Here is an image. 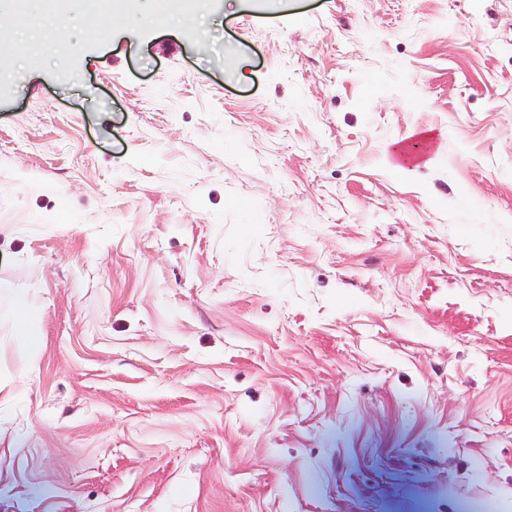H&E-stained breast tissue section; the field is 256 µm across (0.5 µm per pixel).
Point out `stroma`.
<instances>
[{
    "label": "stroma",
    "mask_w": 512,
    "mask_h": 512,
    "mask_svg": "<svg viewBox=\"0 0 512 512\" xmlns=\"http://www.w3.org/2000/svg\"><path fill=\"white\" fill-rule=\"evenodd\" d=\"M197 34L0 100V512H512V0ZM15 328L18 336H22L26 345L30 349L37 347L39 343V336L31 324L29 308L26 301L21 300L17 304L15 313Z\"/></svg>",
    "instance_id": "stroma-1"
}]
</instances>
